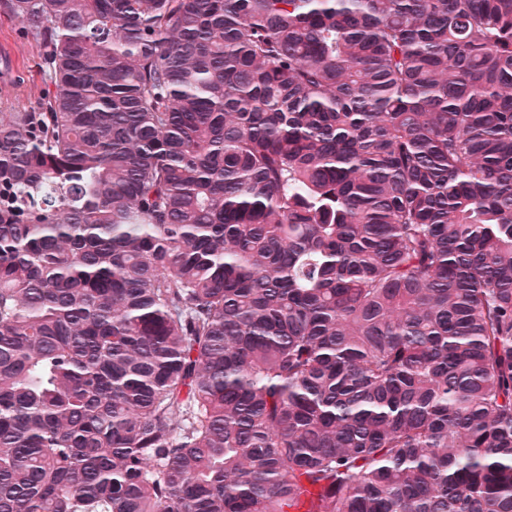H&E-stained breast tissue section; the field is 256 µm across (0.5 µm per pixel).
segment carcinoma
<instances>
[{"mask_svg": "<svg viewBox=\"0 0 512 512\" xmlns=\"http://www.w3.org/2000/svg\"><path fill=\"white\" fill-rule=\"evenodd\" d=\"M0 14V512H512V0ZM21 27L19 21L0 16V44L2 36L13 43L19 53L20 65L27 75L26 80L15 83L0 78V112H10L1 109L4 102L19 103L29 112H38L45 91L41 49L30 36L24 34Z\"/></svg>", "mask_w": 512, "mask_h": 512, "instance_id": "cac0c4a2", "label": "carcinoma"}]
</instances>
